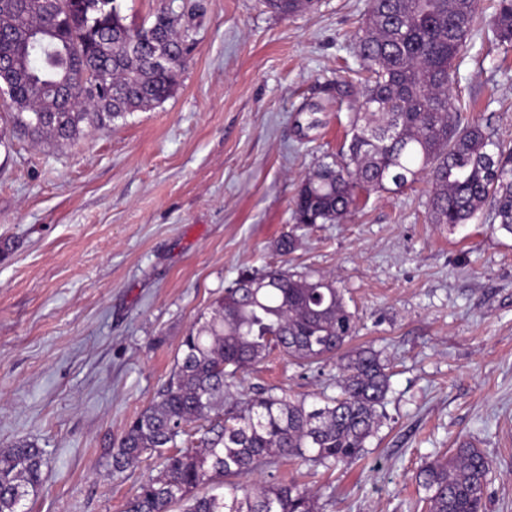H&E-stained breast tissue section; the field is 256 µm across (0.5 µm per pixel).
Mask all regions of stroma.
Segmentation results:
<instances>
[{
	"label": "stroma",
	"instance_id": "stroma-1",
	"mask_svg": "<svg viewBox=\"0 0 512 512\" xmlns=\"http://www.w3.org/2000/svg\"><path fill=\"white\" fill-rule=\"evenodd\" d=\"M193 31L175 94L64 145L7 132L0 147V449L44 452L27 512H123L150 470L112 473V452L180 357L198 315L242 272L279 263L334 277L354 345L391 362L377 435L361 460L310 476L298 461L255 473L305 485L319 512H426L416 476L466 442L493 464L487 512H512V235L489 213L435 224L427 184L359 191L341 224H294L291 202L351 137L353 98L323 88L357 67L368 0H317L291 17L263 0L164 5ZM451 92L463 121L512 141V50L468 38ZM334 363L275 352L234 394L278 385L336 396Z\"/></svg>",
	"mask_w": 512,
	"mask_h": 512
}]
</instances>
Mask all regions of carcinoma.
I'll use <instances>...</instances> for the list:
<instances>
[{"mask_svg": "<svg viewBox=\"0 0 512 512\" xmlns=\"http://www.w3.org/2000/svg\"><path fill=\"white\" fill-rule=\"evenodd\" d=\"M290 15L313 0H265ZM487 23L512 47V0H491ZM482 24L477 0H369L355 38L364 78L347 147L322 160L293 200L297 224H335L355 192L413 185L429 176L434 224H465L487 207L512 234V146L489 126L462 124L451 73ZM185 41L180 17L162 8L133 31L120 0H0L1 73L6 120L36 142L62 144L173 96L184 65L175 50L160 70L135 42ZM355 315L343 290L324 275L282 265L242 274L184 336L181 358L151 405L127 426L112 453L119 476L150 451L156 473L124 512H315L306 487L247 478L281 458L331 469L362 456L382 425L389 388L386 362L371 347L352 349ZM277 350L300 366L336 361L338 397L320 407L270 388L235 397L238 374ZM203 421L184 448L185 427ZM43 452L20 440L0 450V512H25L42 486ZM492 462L467 443L419 474L427 512H485Z\"/></svg>", "mask_w": 512, "mask_h": 512, "instance_id": "1", "label": "carcinoma"}]
</instances>
